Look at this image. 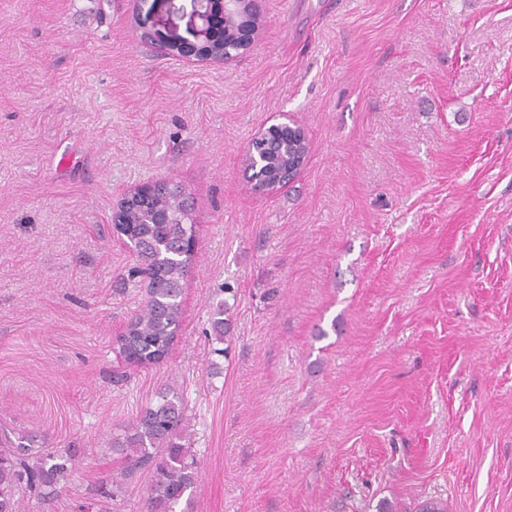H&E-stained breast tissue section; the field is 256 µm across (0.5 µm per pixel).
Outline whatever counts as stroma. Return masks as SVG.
<instances>
[{
  "label": "stroma",
  "instance_id": "35a3bbf8",
  "mask_svg": "<svg viewBox=\"0 0 512 512\" xmlns=\"http://www.w3.org/2000/svg\"><path fill=\"white\" fill-rule=\"evenodd\" d=\"M258 4L219 64L140 38L186 34L191 0H0V435L77 451L21 512H96L166 388L192 512H512V0ZM283 113L308 156L253 192L244 151ZM161 179L195 252L142 368L115 350L147 290L112 212Z\"/></svg>",
  "mask_w": 512,
  "mask_h": 512
}]
</instances>
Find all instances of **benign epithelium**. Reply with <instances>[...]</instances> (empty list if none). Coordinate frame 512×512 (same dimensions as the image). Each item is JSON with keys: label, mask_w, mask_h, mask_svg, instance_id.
<instances>
[{"label": "benign epithelium", "mask_w": 512, "mask_h": 512, "mask_svg": "<svg viewBox=\"0 0 512 512\" xmlns=\"http://www.w3.org/2000/svg\"><path fill=\"white\" fill-rule=\"evenodd\" d=\"M195 21L184 37L176 32L162 35L155 26L142 27V35L149 41L162 40L161 48L167 55L187 60L229 63L253 46L259 32L257 0H193ZM286 139L295 136L306 139L304 131L292 120L261 127L252 137L243 155L250 187L258 193H272L289 180L303 166L306 155H288V144H282L268 163L257 160L254 147L268 142L273 134ZM157 181H147L129 192L113 211L112 223H117L119 210L131 200L149 202L154 198ZM154 219L164 224L193 222L189 199L183 188L177 189L176 201L154 207Z\"/></svg>", "instance_id": "7a95c632"}]
</instances>
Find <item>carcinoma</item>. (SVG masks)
<instances>
[{"instance_id":"1","label":"carcinoma","mask_w":512,"mask_h":512,"mask_svg":"<svg viewBox=\"0 0 512 512\" xmlns=\"http://www.w3.org/2000/svg\"><path fill=\"white\" fill-rule=\"evenodd\" d=\"M133 222L122 225L137 248L138 259L153 273L144 310L127 324L126 334L116 339L118 349L131 364L158 365L169 355L182 320L184 278L192 263L186 240L188 224H152L141 208ZM228 306L216 308L213 328L218 341H228L231 321ZM188 418L183 400L164 390L154 403L141 409L124 435L112 438V452L124 456L122 475L144 470L150 474L147 512H175L186 492L198 479L197 463L187 447ZM73 454H38L11 440L0 441V512H20L14 499L23 487L40 499L54 495L72 472Z\"/></svg>"}]
</instances>
